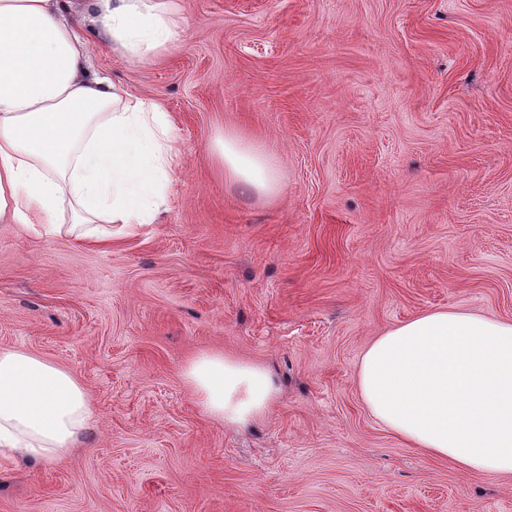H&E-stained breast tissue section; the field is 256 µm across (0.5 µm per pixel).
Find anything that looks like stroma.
Masks as SVG:
<instances>
[{"label":"stroma","instance_id":"obj_1","mask_svg":"<svg viewBox=\"0 0 512 512\" xmlns=\"http://www.w3.org/2000/svg\"><path fill=\"white\" fill-rule=\"evenodd\" d=\"M148 65L95 67L178 137L156 223L92 247L0 223V348L72 372L94 419L54 464L0 458V512H512L377 423L356 371L434 309L512 319V0H183ZM246 133L281 194L224 181ZM266 366L269 415L226 427L186 364Z\"/></svg>","mask_w":512,"mask_h":512}]
</instances>
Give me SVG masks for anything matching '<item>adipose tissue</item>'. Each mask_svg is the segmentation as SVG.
Segmentation results:
<instances>
[{
  "mask_svg": "<svg viewBox=\"0 0 512 512\" xmlns=\"http://www.w3.org/2000/svg\"><path fill=\"white\" fill-rule=\"evenodd\" d=\"M180 0H0V222L76 241L97 224L153 223L173 183L175 125L92 67L111 48L143 64L178 42ZM215 160L242 192L281 189L271 160L243 134L218 139ZM70 224L62 226V209ZM183 378L228 427L263 420L279 398L262 364L221 354L189 362ZM359 396L408 445L461 471L512 477V321L430 310L363 352ZM91 408L66 369L0 348V455L54 463L86 429Z\"/></svg>",
  "mask_w": 512,
  "mask_h": 512,
  "instance_id": "1",
  "label": "adipose tissue"
}]
</instances>
